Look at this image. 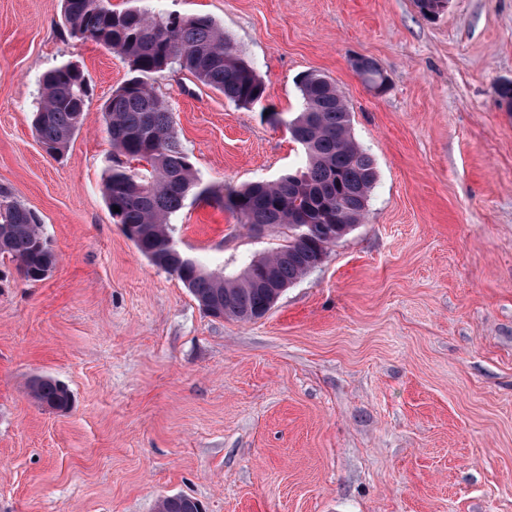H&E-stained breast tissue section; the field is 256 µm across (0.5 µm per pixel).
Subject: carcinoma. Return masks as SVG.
<instances>
[{
	"instance_id": "obj_1",
	"label": "carcinoma",
	"mask_w": 512,
	"mask_h": 512,
	"mask_svg": "<svg viewBox=\"0 0 512 512\" xmlns=\"http://www.w3.org/2000/svg\"><path fill=\"white\" fill-rule=\"evenodd\" d=\"M63 18L71 36L118 53L128 66V78L101 108L115 157L102 187L108 208L119 207L112 219L152 265L176 275L204 311L239 321L264 316L284 289L326 257L337 241L335 229L361 222L376 168L350 135L351 113L335 83L313 72L301 80V110L286 127L304 150L303 170L220 194L198 181L155 83L166 71H185L237 105L257 106L265 85L242 50L202 15L137 5L117 11L111 0H63ZM355 71L367 86L383 90L382 72L372 60L358 59ZM88 97L85 76L71 63L44 73L34 129L46 151L61 155L70 147ZM190 195L220 204L242 224L285 227L288 237L235 276L208 272L171 234L169 218ZM5 256L29 281L47 278L57 262L37 215L0 186V257ZM267 270L279 287H267ZM28 390L41 406H70L68 389L51 377L32 379ZM199 507L191 497L169 496L158 512H200Z\"/></svg>"
}]
</instances>
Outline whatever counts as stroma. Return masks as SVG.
<instances>
[{
  "mask_svg": "<svg viewBox=\"0 0 512 512\" xmlns=\"http://www.w3.org/2000/svg\"><path fill=\"white\" fill-rule=\"evenodd\" d=\"M211 17L266 86L235 105L185 72L157 86L201 185L295 171L294 115L317 72L374 159L364 220L250 322L205 314L114 224L100 108L120 55L72 37L62 0H0V186L57 257L26 281L0 261V512H512V0H151ZM374 61L379 94L351 61ZM76 64L92 94L55 157L32 127L39 80ZM174 239L210 272L283 243L187 200ZM68 387L57 412L34 377ZM28 390L32 399L42 407L47 404L56 411H66L70 406L68 389L51 377L33 378ZM197 500L185 496H169L162 499L158 505V512H202Z\"/></svg>",
  "mask_w": 512,
  "mask_h": 512,
  "instance_id": "35a3bbf8",
  "label": "stroma"
}]
</instances>
